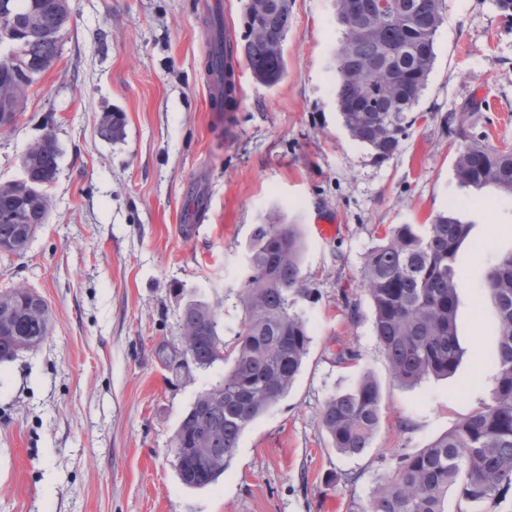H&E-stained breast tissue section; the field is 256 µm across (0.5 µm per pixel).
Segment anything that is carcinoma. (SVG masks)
I'll list each match as a JSON object with an SVG mask.
<instances>
[{"mask_svg":"<svg viewBox=\"0 0 512 512\" xmlns=\"http://www.w3.org/2000/svg\"><path fill=\"white\" fill-rule=\"evenodd\" d=\"M15 21L44 33L66 29L70 7L62 0H12ZM442 0H389L380 10L374 0H336L342 39L336 54V96L351 137L378 160L393 157L411 128L409 114L424 90L434 60V36L441 24ZM288 0H260L244 10L242 39L214 20L206 71L218 74V102L225 120L237 110L236 72L244 60L267 85L280 81L285 59L272 49L288 35ZM46 62L43 75L60 55L49 41L37 42ZM35 79L12 87L14 104L0 105V133L11 130L26 106ZM124 134L116 114L100 135ZM454 161L459 185L488 186L512 195V149L490 143L486 132L460 131ZM59 148L48 134L27 147L22 181L0 183V256L21 257L49 216L43 188L58 174ZM470 224L457 205L433 216L418 231L398 224L366 254L362 286L374 314L375 335L394 378L403 385L428 376L445 377L458 366L457 266ZM302 238L293 224L271 221L254 228L247 273L239 293L241 328L231 347L219 335L221 312L190 302L180 313L181 346L157 349L175 375L188 378L231 360L224 376L200 392L182 418L173 444L183 456L175 462L181 481L191 488L215 483L230 465L247 427L283 399L308 353L306 322L295 298L308 292L301 276ZM484 288L497 311L498 369L491 402L463 418L430 446L397 458L395 466L370 493L359 512H446L448 490L456 493V512L472 506L492 510L512 490V252L489 267ZM45 298L23 283L0 290V362L38 348L51 333ZM381 418L380 392L367 373L350 390L331 396L321 411L322 425L336 451L361 455Z\"/></svg>","mask_w":512,"mask_h":512,"instance_id":"carcinoma-1","label":"carcinoma"}]
</instances>
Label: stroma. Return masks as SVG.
Listing matches in <instances>:
<instances>
[{"label":"stroma","mask_w":512,"mask_h":512,"mask_svg":"<svg viewBox=\"0 0 512 512\" xmlns=\"http://www.w3.org/2000/svg\"><path fill=\"white\" fill-rule=\"evenodd\" d=\"M204 0H69L58 59L0 134V183L21 179L27 145L53 134L54 206L23 257L0 258V287L23 283L49 303L42 345L0 364V512H354L395 466L490 402L497 312L482 288L512 250V197L487 187L459 250L452 375L393 379L360 286L368 250L398 224L424 225L469 197L454 174L460 142L446 123L512 146V18L493 0H443L435 61L392 158L353 140L336 102L341 30L335 0H288L286 72L257 82L239 69L240 106L211 111ZM122 113L125 134L98 129ZM203 195L194 225L186 202ZM298 225L308 285L295 309L311 342L293 387L243 433L230 467L203 489L182 483L171 439L223 363L175 377L159 344H180L191 300L240 329L238 293L255 225ZM356 359L338 363L342 350ZM379 386L381 420L356 457L332 447L324 403L362 372Z\"/></svg>","instance_id":"35a3bbf8"}]
</instances>
